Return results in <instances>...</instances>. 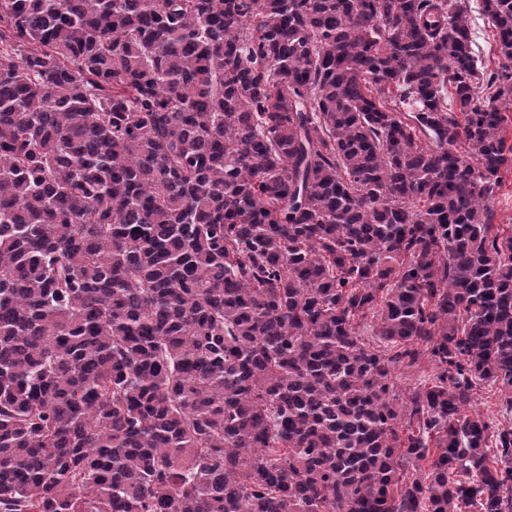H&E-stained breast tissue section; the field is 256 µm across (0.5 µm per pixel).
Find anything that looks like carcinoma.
Returning a JSON list of instances; mask_svg holds the SVG:
<instances>
[{"label":"carcinoma","mask_w":512,"mask_h":512,"mask_svg":"<svg viewBox=\"0 0 512 512\" xmlns=\"http://www.w3.org/2000/svg\"><path fill=\"white\" fill-rule=\"evenodd\" d=\"M467 14L0 0V512H512V73ZM477 1L479 0H468L471 7L469 19L475 35V51L478 53L479 59L487 61L491 68L497 69L499 64L508 63L509 72H512V63L507 62L504 59L498 61V58L494 54V52L497 51L495 50V45L492 40L491 28L488 26L487 21L479 14L477 10ZM491 45H493L492 48L494 52L491 51ZM496 212L495 224L512 225V168L502 171V185L492 201Z\"/></svg>","instance_id":"1"}]
</instances>
